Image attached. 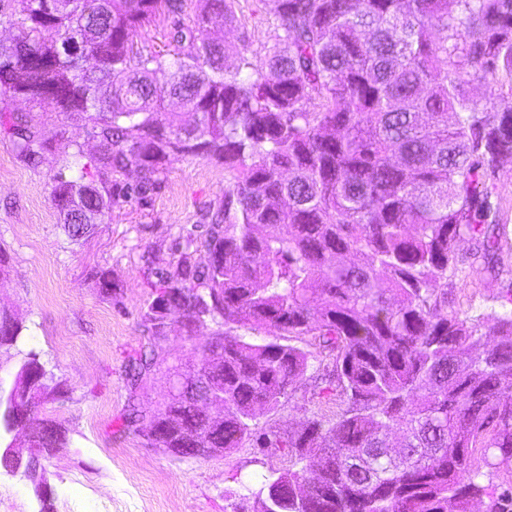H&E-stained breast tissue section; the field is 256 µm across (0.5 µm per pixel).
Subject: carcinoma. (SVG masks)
I'll use <instances>...</instances> for the list:
<instances>
[{
  "mask_svg": "<svg viewBox=\"0 0 512 512\" xmlns=\"http://www.w3.org/2000/svg\"><path fill=\"white\" fill-rule=\"evenodd\" d=\"M203 2L175 31L171 60L135 50L134 36L185 0H13L18 34L0 50V91L68 113L97 142L79 175L54 178L71 240L112 207L115 173L135 168L126 192L137 195L179 158L229 175L222 208L146 274L147 343L125 365L124 429L155 425L146 445L177 458L247 441L286 452L291 465L263 477L252 512H512V479L477 481L483 466L512 465V312L462 315L448 282L497 262L512 0H259L272 44L258 63L214 30L236 21L234 0ZM70 39L96 57V81L57 51ZM33 54L41 62L25 67ZM475 84L487 98L470 95ZM171 98L194 124L168 109ZM0 132L31 164L53 149L31 112L0 118ZM160 302L180 313L183 336L217 324L202 367L165 366ZM21 330L1 308L0 348ZM303 336L306 349L287 343ZM317 357L328 382L318 395L336 413L286 436L258 431L257 411L291 395ZM163 367L168 381L199 375L193 405L139 400ZM19 370L37 389L17 404L27 432L66 447V430L37 416L64 383L32 352Z\"/></svg>",
  "mask_w": 512,
  "mask_h": 512,
  "instance_id": "cac0c4a2",
  "label": "carcinoma"
}]
</instances>
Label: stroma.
<instances>
[{"mask_svg":"<svg viewBox=\"0 0 512 512\" xmlns=\"http://www.w3.org/2000/svg\"><path fill=\"white\" fill-rule=\"evenodd\" d=\"M200 0H186L177 18L141 30L143 51L167 52L175 25H190ZM236 21L227 41L247 44L252 60L263 59L270 29L256 0H237ZM37 128L54 150L35 165L22 161L9 138L0 136V251L9 272L0 277V306L22 327L14 347L0 350V382L10 383L27 353H37L67 390L66 399L46 405L43 415L68 431L67 447L44 460L54 492V512H225L227 492L259 488L270 471L288 466L272 448L244 443L228 455L179 459L146 446L122 429L129 398L128 354L139 349V326L150 290L146 262L167 266L180 234L201 223L224 199L223 166L201 160L173 161L146 195H126L139 180L136 170L114 174L116 200L88 237L75 242L51 200L53 178L63 162L80 169L95 151L83 122L63 112L38 113ZM499 271L458 282L454 307L470 316L501 311L512 292V160L501 164ZM111 271L117 283L102 295L94 273ZM215 324L195 338L172 332L163 344L168 361L196 365ZM317 367L278 407L258 413L259 429L288 434L306 415L333 413L335 403L312 397ZM25 480L0 469V512H39Z\"/></svg>","mask_w":512,"mask_h":512,"instance_id":"obj_1","label":"stroma"}]
</instances>
